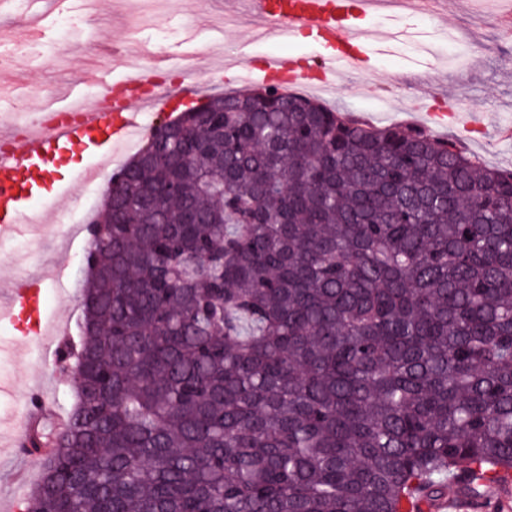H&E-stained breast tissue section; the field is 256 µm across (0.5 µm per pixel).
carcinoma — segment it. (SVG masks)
<instances>
[{
	"label": "carcinoma",
	"mask_w": 512,
	"mask_h": 512,
	"mask_svg": "<svg viewBox=\"0 0 512 512\" xmlns=\"http://www.w3.org/2000/svg\"><path fill=\"white\" fill-rule=\"evenodd\" d=\"M123 165L23 512H408L512 470V172L241 89Z\"/></svg>",
	"instance_id": "carcinoma-1"
}]
</instances>
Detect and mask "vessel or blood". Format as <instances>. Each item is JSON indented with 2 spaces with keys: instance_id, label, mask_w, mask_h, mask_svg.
Listing matches in <instances>:
<instances>
[{
  "instance_id": "b4317fda",
  "label": "vessel or blood",
  "mask_w": 512,
  "mask_h": 512,
  "mask_svg": "<svg viewBox=\"0 0 512 512\" xmlns=\"http://www.w3.org/2000/svg\"><path fill=\"white\" fill-rule=\"evenodd\" d=\"M264 36L293 40L309 34L317 46L311 58L291 56L269 58L266 79L279 91L303 82L327 86L338 75L359 68L366 46L372 39L363 21L382 6L381 0H244ZM140 82L130 76L113 83L112 96L97 104L87 97L105 80L100 73L85 72L68 96L67 107L80 112L78 121L56 128L45 122L32 124L24 136L15 127H0V140L9 150L0 152V242L16 238L28 225L56 220L58 203L71 184H100L111 179L110 161L119 150L144 133L147 118L164 110L166 97L143 101L135 108L131 100ZM81 148L92 158L70 181H45L47 166L64 150ZM42 276H16L0 303V323L19 329L27 336H47L54 326L43 315ZM30 418H50L65 424L66 417L43 390L32 392ZM487 476L474 470L455 479L448 495L431 501L418 500L419 512H512V477L497 481L493 493H478L477 485Z\"/></svg>"
}]
</instances>
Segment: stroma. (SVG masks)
I'll use <instances>...</instances> for the list:
<instances>
[{"mask_svg":"<svg viewBox=\"0 0 512 512\" xmlns=\"http://www.w3.org/2000/svg\"><path fill=\"white\" fill-rule=\"evenodd\" d=\"M371 30L411 29L410 38L377 40L365 69L338 76L331 91L318 93L328 107L360 115L376 126L427 128L428 109L455 103V116L437 128L439 138L460 142L483 164L512 169V34L501 24L494 0H444L440 15L387 9L370 20ZM43 38L7 74L19 94L0 97V118L22 124V105L44 95L68 96L69 75L90 68L120 79L139 70L150 75L169 106L195 104L236 89L231 71L260 65L262 57L314 53L312 41L255 39L253 24L236 26L210 0H67L46 14ZM95 187L78 190L60 222L46 225L42 249L30 236L0 245L11 263L0 266V290L15 271L45 273L49 320L79 336V301L86 280L89 203H102ZM45 341L20 339L0 325V512H17L42 476L40 462L16 461L7 441L34 384H42L62 409L75 401L70 378L45 354Z\"/></svg>","mask_w":512,"mask_h":512,"instance_id":"35a3bbf8","label":"stroma"}]
</instances>
